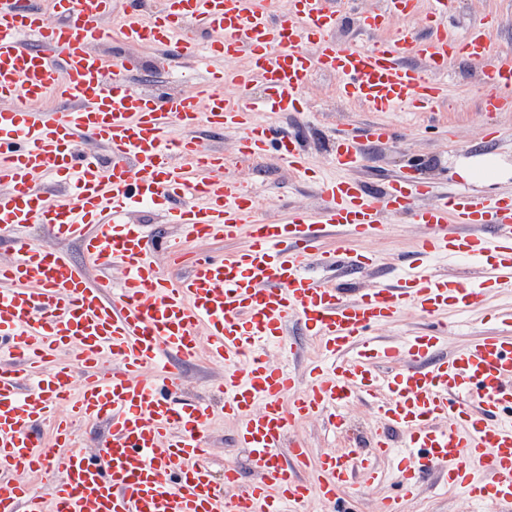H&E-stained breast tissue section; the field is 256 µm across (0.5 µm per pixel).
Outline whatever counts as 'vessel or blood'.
<instances>
[{
	"label": "vessel or blood",
	"mask_w": 512,
	"mask_h": 512,
	"mask_svg": "<svg viewBox=\"0 0 512 512\" xmlns=\"http://www.w3.org/2000/svg\"><path fill=\"white\" fill-rule=\"evenodd\" d=\"M19 3L0 0V235L14 234L0 263V512H306L312 498L332 506L382 484L399 441L411 452L395 465L400 495L384 501V512H405L432 475L512 512V336H480L436 360L440 330L401 346L373 336L403 311L436 317L483 305L467 280L437 273L426 258L487 261L495 287L512 288V197L433 196L407 176L375 187L323 178L324 210L297 211L281 224L259 218L251 191L225 175L223 154L196 135L204 125L238 130L240 156L285 163L308 179L306 148L255 120L256 111H302L303 90L324 72L335 75L340 98L368 111L433 112L447 96L434 76L457 51L498 91L486 111L511 112L512 61L496 58L490 27L472 26L459 41L441 28L426 40L400 29L357 44L332 36L356 0H291L284 15L266 0H128L114 30L104 24L112 0H48L53 25ZM419 5L385 0L363 26L386 30L391 16ZM206 30L219 39L201 44L196 34ZM25 33L39 48H25ZM114 38L170 47L173 61L244 64L207 69L189 96L146 95L131 88L125 58L101 53ZM228 80L237 87L231 97L222 92ZM51 94L68 109H45ZM88 141L101 152L86 151ZM334 153L342 168L365 162L342 133ZM43 179L52 191L41 189ZM144 206L175 225V238L127 222L130 209ZM388 212L422 226V263L392 285L342 280L377 259L321 249L322 239L384 230ZM33 223L45 243L18 237ZM215 239L240 247L183 250ZM67 240L81 243L86 264L58 249ZM160 249L164 268L154 259ZM292 319L322 353L302 379L265 354L272 346L295 355ZM65 351L85 374L77 394L59 358ZM203 354L224 369L214 389L253 464L249 484L232 463L214 483L204 460L211 407L167 383L166 358ZM109 358L118 369L104 370ZM356 398L378 421L371 450L353 445L314 460L291 438V428L316 417L343 431L339 409ZM77 421L106 424L96 454L71 451ZM54 464L61 478L47 500L25 477Z\"/></svg>",
	"instance_id": "1"
}]
</instances>
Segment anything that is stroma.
<instances>
[{"instance_id": "1", "label": "stroma", "mask_w": 512, "mask_h": 512, "mask_svg": "<svg viewBox=\"0 0 512 512\" xmlns=\"http://www.w3.org/2000/svg\"><path fill=\"white\" fill-rule=\"evenodd\" d=\"M450 32L465 34L471 25L490 18L493 38L502 58L512 59V0H453ZM132 62L128 73L131 83L140 91L163 86L177 94L192 93L195 82L177 69H162L157 65L158 52L152 47L126 51ZM448 88V98L437 114L422 112H386L375 114L359 105L341 99L336 93L335 77L315 73L303 91L306 108L301 112H261V121H273L296 132L306 143L311 169L318 178L340 176L333 152L337 129L358 135V145L365 157V165L348 171V178L360 179L372 185L406 173L430 186L433 193L462 190L476 198L512 196V178L490 186L473 185L461 179L456 169L481 159H487L505 169L512 168V112H486L482 104L489 88L483 83L480 68L469 58L456 57L441 76ZM384 122L393 127L396 136L380 143L367 138L365 131L371 124ZM201 137L212 149L222 151L228 162L229 174L246 183L260 203L261 218L272 221L287 220L291 210L320 211L325 202L317 181H302L282 163L256 164L239 158V134L227 129L219 132L201 130ZM386 221L391 226L383 237L355 239L346 247L375 255L381 267L374 276H359L357 286H364L370 278L397 279L401 270L412 260L421 237L422 228L407 216L391 214ZM443 272L466 278L473 287L486 291L483 309L472 312L465 325L449 328L441 346L442 354H450L477 336L500 335V314L512 311V288L501 290L486 286L483 267L464 266L453 262L440 265ZM172 374L178 380L184 396L215 405L216 411L206 439L205 458L216 482L224 480L225 463H235L244 479H251L252 466L247 453L235 447L234 423L219 411L220 399L211 391L220 373L219 367L207 363L175 366ZM374 428L370 410L359 403L346 408L343 433L326 428L322 421L309 420L293 430L313 455L331 448H342L356 441H364ZM406 512H488L487 505L471 500L464 494L443 488L436 480L425 483L420 494L405 505Z\"/></svg>"}]
</instances>
